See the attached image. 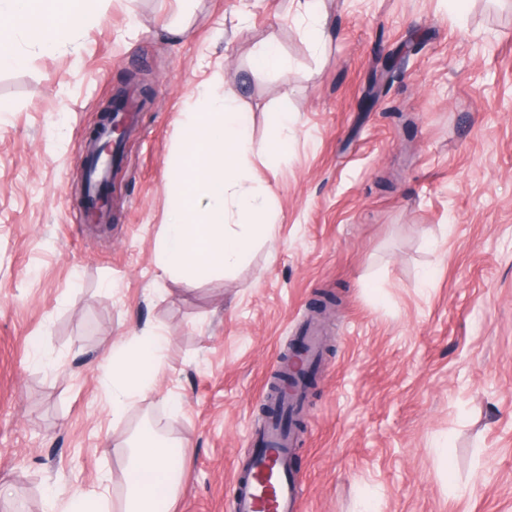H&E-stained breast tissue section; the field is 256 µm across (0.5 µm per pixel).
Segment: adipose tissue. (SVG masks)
Returning <instances> with one entry per match:
<instances>
[{"mask_svg": "<svg viewBox=\"0 0 512 512\" xmlns=\"http://www.w3.org/2000/svg\"><path fill=\"white\" fill-rule=\"evenodd\" d=\"M89 0H0V70L22 64L19 43L52 51L68 42L72 28L90 21ZM165 339L146 331L112 346V424L120 426L127 410L151 387L164 361ZM122 512H155L172 504L186 478L181 460L172 459L174 443L152 424L141 425L129 441Z\"/></svg>", "mask_w": 512, "mask_h": 512, "instance_id": "1", "label": "adipose tissue"}]
</instances>
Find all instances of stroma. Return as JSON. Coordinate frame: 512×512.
Here are the masks:
<instances>
[{"label": "stroma", "mask_w": 512, "mask_h": 512, "mask_svg": "<svg viewBox=\"0 0 512 512\" xmlns=\"http://www.w3.org/2000/svg\"><path fill=\"white\" fill-rule=\"evenodd\" d=\"M107 0L54 52L0 71V512L55 493L123 501L126 432L180 438L175 512L227 491L288 345L323 333L295 453L301 512H512V0ZM274 41L287 81L254 50ZM231 85L274 238L229 272L159 277L174 153L196 91ZM149 87L113 188L84 222L78 142ZM167 338L152 388L112 425V345ZM298 2V9L303 11L308 18L309 37L314 43H321L324 37L323 19L319 12V1L293 0Z\"/></svg>", "instance_id": "1"}]
</instances>
